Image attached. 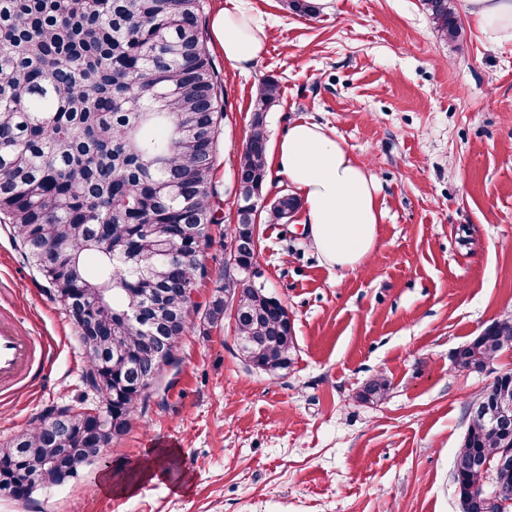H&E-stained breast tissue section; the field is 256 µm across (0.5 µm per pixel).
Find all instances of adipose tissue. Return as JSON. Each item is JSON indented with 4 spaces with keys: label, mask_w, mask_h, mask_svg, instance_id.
Segmentation results:
<instances>
[{
    "label": "adipose tissue",
    "mask_w": 512,
    "mask_h": 512,
    "mask_svg": "<svg viewBox=\"0 0 512 512\" xmlns=\"http://www.w3.org/2000/svg\"><path fill=\"white\" fill-rule=\"evenodd\" d=\"M490 42H512V0H465ZM211 42L241 71L263 57L268 33L241 0H226L209 21ZM271 156L304 202L311 240L329 266L358 269L373 252L382 217L380 185L367 164L353 157L325 125L294 123L276 140Z\"/></svg>",
    "instance_id": "adipose-tissue-1"
}]
</instances>
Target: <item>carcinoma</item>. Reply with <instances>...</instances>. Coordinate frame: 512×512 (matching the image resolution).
I'll list each match as a JSON object with an SVG mask.
<instances>
[{"label": "carcinoma", "instance_id": "carcinoma-1", "mask_svg": "<svg viewBox=\"0 0 512 512\" xmlns=\"http://www.w3.org/2000/svg\"><path fill=\"white\" fill-rule=\"evenodd\" d=\"M437 35L458 37L452 0H422ZM204 0H0V223L79 330L84 384L103 398L96 412L56 408L0 445V483L17 467L39 472L83 456L89 438L110 445L132 424L138 388L152 369L142 350L159 341L174 358L188 328L190 296L210 246L213 174L222 111L218 72L202 35ZM280 96L264 81L238 173L260 200L267 176L264 114ZM280 196L275 222L296 211ZM236 346L253 368H288L296 352L288 311L244 280ZM156 307L153 327L126 316L132 302ZM512 346V318L461 347L475 366ZM472 403L453 483L461 512H499L473 492L477 462L500 447L482 421L487 395Z\"/></svg>", "mask_w": 512, "mask_h": 512}]
</instances>
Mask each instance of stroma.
I'll use <instances>...</instances> for the list:
<instances>
[{"label":"stroma","instance_id":"obj_1","mask_svg":"<svg viewBox=\"0 0 512 512\" xmlns=\"http://www.w3.org/2000/svg\"><path fill=\"white\" fill-rule=\"evenodd\" d=\"M266 28L261 61L243 72L214 54L221 75L220 150L213 177L222 218L196 282L169 387L137 408L104 460L0 512H460L454 456L469 406L512 372V347L483 370L457 351L512 316V43H493L464 6L460 37L440 40L421 0H332L311 18L285 0H245ZM278 81L269 140L297 120L326 125L367 161L381 186L377 245L365 265H325L304 224L261 216L256 282L287 308L296 353L268 374L246 365L230 320L202 312L229 272L236 172L258 89ZM0 309L46 336L42 375L0 398V443L51 407L98 406L82 381L77 329L0 226ZM386 380L379 401L363 398ZM169 447L167 479L140 478ZM137 483L108 493L106 476ZM187 483V493L175 492Z\"/></svg>","mask_w":512,"mask_h":512}]
</instances>
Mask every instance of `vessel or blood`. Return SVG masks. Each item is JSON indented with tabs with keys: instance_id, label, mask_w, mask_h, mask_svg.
<instances>
[{
	"instance_id": "vessel-or-blood-1",
	"label": "vessel or blood",
	"mask_w": 512,
	"mask_h": 512,
	"mask_svg": "<svg viewBox=\"0 0 512 512\" xmlns=\"http://www.w3.org/2000/svg\"><path fill=\"white\" fill-rule=\"evenodd\" d=\"M46 349L43 337L14 319L0 316V393L32 382Z\"/></svg>"
}]
</instances>
